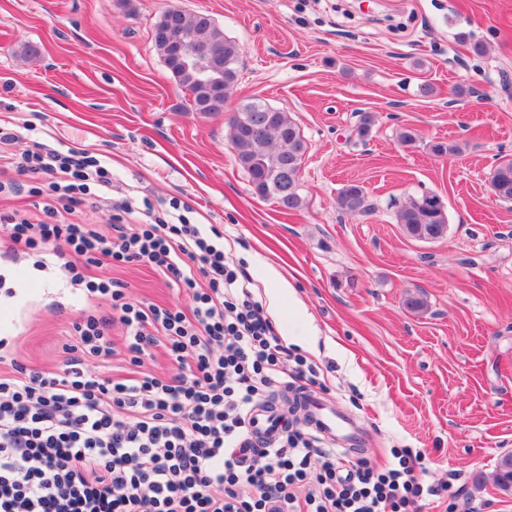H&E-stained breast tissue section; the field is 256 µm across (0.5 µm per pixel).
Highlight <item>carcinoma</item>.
Returning a JSON list of instances; mask_svg holds the SVG:
<instances>
[{"label":"carcinoma","mask_w":512,"mask_h":512,"mask_svg":"<svg viewBox=\"0 0 512 512\" xmlns=\"http://www.w3.org/2000/svg\"><path fill=\"white\" fill-rule=\"evenodd\" d=\"M154 44L179 85L186 88L196 111L215 114L239 77V47L224 37V31L204 13L165 11L154 27ZM174 41L203 44L205 56L173 63L170 48ZM231 141L240 166L247 172L253 192L272 199L285 211L303 206L297 165L307 151L298 124L287 113L263 102L251 101L239 107L229 119ZM490 181L498 188V200L512 201V160L500 163ZM367 199L358 184L346 185L338 195L339 209L354 213ZM397 223L405 234L418 238L425 230L447 228L445 207L422 195L411 198L397 213Z\"/></svg>","instance_id":"cac0c4a2"}]
</instances>
